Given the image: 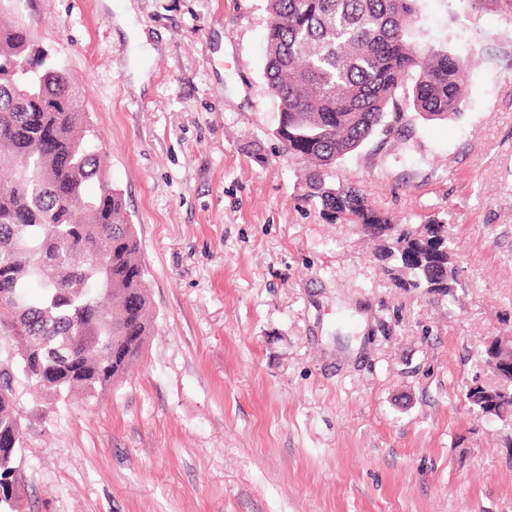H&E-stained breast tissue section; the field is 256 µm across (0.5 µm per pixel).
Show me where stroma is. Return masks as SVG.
<instances>
[{
    "mask_svg": "<svg viewBox=\"0 0 512 512\" xmlns=\"http://www.w3.org/2000/svg\"><path fill=\"white\" fill-rule=\"evenodd\" d=\"M128 1L147 47L116 22ZM265 4L15 0L80 88L156 323L99 401L18 382L20 512H512V418L465 398L497 383L485 342L512 339V16L418 0V41L472 62L460 110L406 109L334 169L394 221L446 224L461 285L438 299L304 201Z\"/></svg>",
    "mask_w": 512,
    "mask_h": 512,
    "instance_id": "1",
    "label": "stroma"
}]
</instances>
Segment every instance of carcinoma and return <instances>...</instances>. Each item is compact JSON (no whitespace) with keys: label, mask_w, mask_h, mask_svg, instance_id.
I'll return each instance as SVG.
<instances>
[{"label":"carcinoma","mask_w":512,"mask_h":512,"mask_svg":"<svg viewBox=\"0 0 512 512\" xmlns=\"http://www.w3.org/2000/svg\"><path fill=\"white\" fill-rule=\"evenodd\" d=\"M264 76L275 134L309 163L304 200L330 224H389L397 246L378 258L402 288L448 296L459 286L453 243L394 224L359 188L331 181L336 162L375 134L399 131L398 97L424 120L462 101L467 61L411 39L416 0H266ZM504 8L512 0H468ZM36 70L37 86L21 71ZM0 512H17L25 432L15 398L23 378L51 401L99 398L142 357L153 332L146 268L122 193L112 187L79 88L21 18L0 24Z\"/></svg>","instance_id":"1"}]
</instances>
